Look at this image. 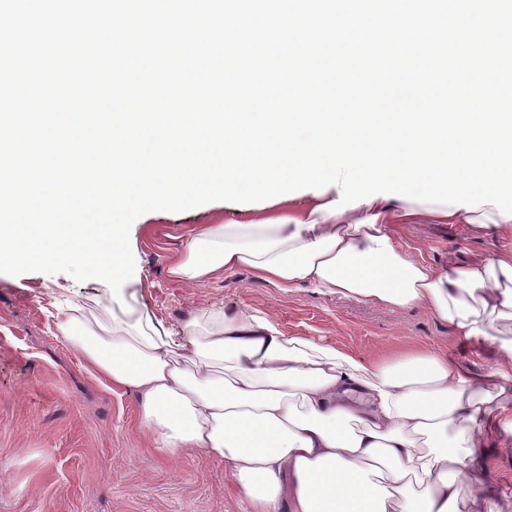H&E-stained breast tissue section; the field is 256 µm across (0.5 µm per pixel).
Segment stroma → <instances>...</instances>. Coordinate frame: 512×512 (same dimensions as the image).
Wrapping results in <instances>:
<instances>
[{
  "label": "stroma",
  "instance_id": "obj_1",
  "mask_svg": "<svg viewBox=\"0 0 512 512\" xmlns=\"http://www.w3.org/2000/svg\"><path fill=\"white\" fill-rule=\"evenodd\" d=\"M223 202L183 212L150 211L129 233L135 269L121 292L69 274L0 273V512H244L223 460L158 451L139 421L135 392L101 377L60 336L51 303L65 298L102 316L123 307L162 321L187 343L185 324L222 309L260 310L288 335L343 347L364 360L412 349H442L488 372L494 336L467 339L419 307L390 308L275 288L246 269L186 284L172 260L201 225L226 221ZM394 243L430 264H465L512 249V239L468 224H393Z\"/></svg>",
  "mask_w": 512,
  "mask_h": 512
}]
</instances>
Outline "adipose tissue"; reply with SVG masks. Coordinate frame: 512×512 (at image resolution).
Segmentation results:
<instances>
[{
	"instance_id": "obj_1",
	"label": "adipose tissue",
	"mask_w": 512,
	"mask_h": 512,
	"mask_svg": "<svg viewBox=\"0 0 512 512\" xmlns=\"http://www.w3.org/2000/svg\"><path fill=\"white\" fill-rule=\"evenodd\" d=\"M322 195L260 219L202 226L171 263L194 283L246 267L282 290L309 286L392 307H420L455 335L498 326L489 375L418 349L364 361L285 334L260 311L188 322V345L150 315L87 319L57 310L61 336L113 385L170 455L224 460L246 512H501L483 488L498 472L486 433L512 434V250L447 272L392 244L390 224H476L512 237V219L379 197L331 215ZM476 487L460 492L458 477Z\"/></svg>"
}]
</instances>
